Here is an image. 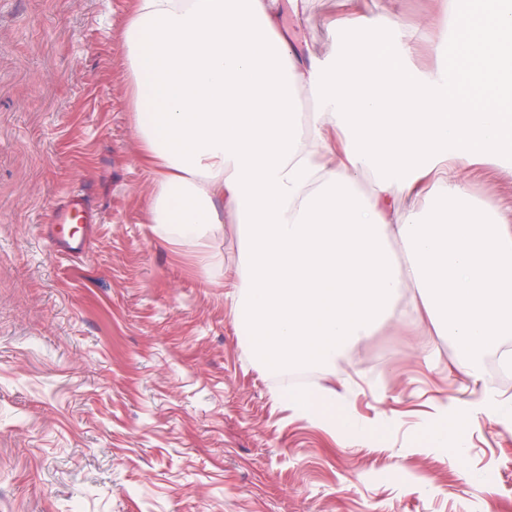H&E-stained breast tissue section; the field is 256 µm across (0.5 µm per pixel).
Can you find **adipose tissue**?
I'll return each instance as SVG.
<instances>
[{"mask_svg":"<svg viewBox=\"0 0 512 512\" xmlns=\"http://www.w3.org/2000/svg\"><path fill=\"white\" fill-rule=\"evenodd\" d=\"M303 0H133L123 33L138 159L154 176L147 221L162 240L206 249L236 217L235 324L270 373L335 368L379 321L411 317L448 337L467 373L488 355L512 368V219L475 201L466 172L512 145V0L475 22L442 0L462 32L438 75L364 29L356 60L296 50L282 25ZM319 108L299 123L298 92ZM371 171V194L358 182ZM295 413L341 421L335 390L293 387ZM466 411L441 407L425 447L449 451Z\"/></svg>","mask_w":512,"mask_h":512,"instance_id":"adipose-tissue-1","label":"adipose tissue"}]
</instances>
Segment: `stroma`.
Instances as JSON below:
<instances>
[{
    "label": "stroma",
    "instance_id": "stroma-1",
    "mask_svg": "<svg viewBox=\"0 0 512 512\" xmlns=\"http://www.w3.org/2000/svg\"><path fill=\"white\" fill-rule=\"evenodd\" d=\"M131 0H0V512H512V426L479 414L421 450L443 403L474 381L447 337L380 323L328 377L364 433L275 401L276 375L239 336L224 273L238 228L207 252L155 237L153 188L129 122ZM438 0H304L294 45L344 58L361 29L438 74L454 58ZM476 197L512 206V148L470 167ZM85 194L89 251L47 235L66 190Z\"/></svg>",
    "mask_w": 512,
    "mask_h": 512
}]
</instances>
